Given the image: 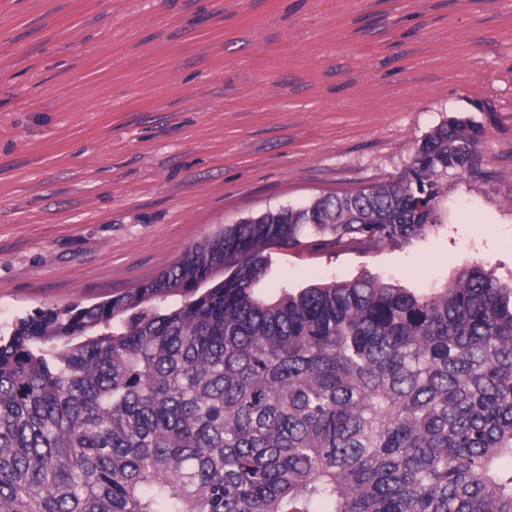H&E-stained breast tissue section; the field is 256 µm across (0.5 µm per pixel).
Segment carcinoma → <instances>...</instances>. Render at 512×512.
Returning a JSON list of instances; mask_svg holds the SVG:
<instances>
[{
  "mask_svg": "<svg viewBox=\"0 0 512 512\" xmlns=\"http://www.w3.org/2000/svg\"><path fill=\"white\" fill-rule=\"evenodd\" d=\"M455 117L396 181L227 225L0 337V512H512V284L363 277L274 302L273 247L404 244L477 177Z\"/></svg>",
  "mask_w": 512,
  "mask_h": 512,
  "instance_id": "carcinoma-1",
  "label": "carcinoma"
}]
</instances>
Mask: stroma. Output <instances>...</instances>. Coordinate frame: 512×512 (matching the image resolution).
I'll use <instances>...</instances> for the list:
<instances>
[{
    "label": "stroma",
    "instance_id": "35a3bbf8",
    "mask_svg": "<svg viewBox=\"0 0 512 512\" xmlns=\"http://www.w3.org/2000/svg\"><path fill=\"white\" fill-rule=\"evenodd\" d=\"M485 129L407 244L271 249L268 301L512 281V0H0V332L136 287L224 226L404 175Z\"/></svg>",
    "mask_w": 512,
    "mask_h": 512
}]
</instances>
